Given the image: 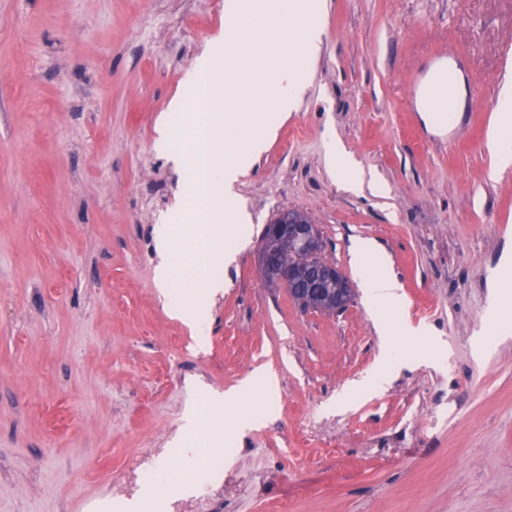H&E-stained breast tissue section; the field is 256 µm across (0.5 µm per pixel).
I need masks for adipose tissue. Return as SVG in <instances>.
Listing matches in <instances>:
<instances>
[{"instance_id":"obj_1","label":"adipose tissue","mask_w":512,"mask_h":512,"mask_svg":"<svg viewBox=\"0 0 512 512\" xmlns=\"http://www.w3.org/2000/svg\"><path fill=\"white\" fill-rule=\"evenodd\" d=\"M493 158L492 176H499L512 169V83L504 82L497 98V110L489 136ZM354 266L362 269L365 297L374 312L397 308L403 303L401 287L386 268L385 261L377 254L371 241L360 239L351 249ZM279 392V382L274 371L260 368L253 372L244 388L213 395L211 405H236L243 398L253 395L259 403H267Z\"/></svg>"}]
</instances>
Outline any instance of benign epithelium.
Returning <instances> with one entry per match:
<instances>
[{"instance_id":"obj_1","label":"benign epithelium","mask_w":512,"mask_h":512,"mask_svg":"<svg viewBox=\"0 0 512 512\" xmlns=\"http://www.w3.org/2000/svg\"><path fill=\"white\" fill-rule=\"evenodd\" d=\"M264 277L285 286L291 298L305 309L336 313L352 300L350 282L325 257V242L303 212L286 208L266 225L260 244Z\"/></svg>"}]
</instances>
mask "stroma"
I'll return each mask as SVG.
<instances>
[{
    "label": "stroma",
    "instance_id": "stroma-1",
    "mask_svg": "<svg viewBox=\"0 0 512 512\" xmlns=\"http://www.w3.org/2000/svg\"><path fill=\"white\" fill-rule=\"evenodd\" d=\"M321 54L297 112L237 188L252 216L224 268L205 337L165 309L153 230L188 171L155 126L224 40V0H0V512H99L148 471L164 512H512V312L487 325L489 278L512 252V171L491 177L488 131L512 64V0H329ZM454 53L477 97L457 128L411 99ZM336 137L365 182L328 171ZM284 208L306 213L348 278L342 313L303 311L259 267ZM372 240L404 295L407 358L377 392L337 401L383 340L352 264ZM279 380L261 424L225 425L233 456L178 448L188 410Z\"/></svg>",
    "mask_w": 512,
    "mask_h": 512
}]
</instances>
